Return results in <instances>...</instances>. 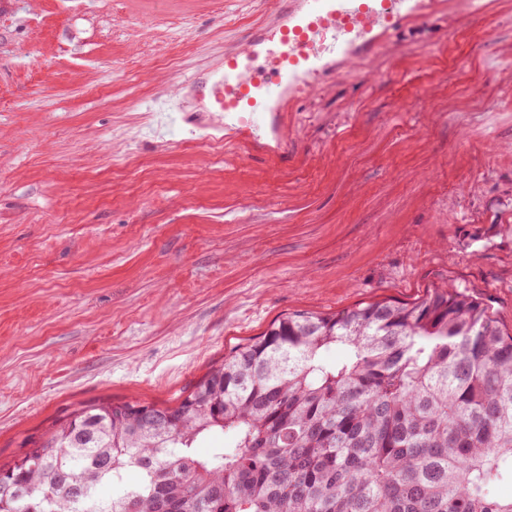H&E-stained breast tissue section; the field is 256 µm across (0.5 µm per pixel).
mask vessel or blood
<instances>
[{
	"instance_id": "b4317fda",
	"label": "vessel or blood",
	"mask_w": 512,
	"mask_h": 512,
	"mask_svg": "<svg viewBox=\"0 0 512 512\" xmlns=\"http://www.w3.org/2000/svg\"><path fill=\"white\" fill-rule=\"evenodd\" d=\"M440 0H280L271 27L253 31L224 56L214 80L193 77V92L208 91L224 113V139L288 164L283 106L333 62L370 58L388 33L407 19H426Z\"/></svg>"
}]
</instances>
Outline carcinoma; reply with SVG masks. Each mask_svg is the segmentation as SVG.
Returning <instances> with one entry per match:
<instances>
[{
  "instance_id": "obj_1",
  "label": "carcinoma",
  "mask_w": 512,
  "mask_h": 512,
  "mask_svg": "<svg viewBox=\"0 0 512 512\" xmlns=\"http://www.w3.org/2000/svg\"><path fill=\"white\" fill-rule=\"evenodd\" d=\"M155 412L55 420L0 464V512H512V334L463 291L290 313L161 430L142 423Z\"/></svg>"
}]
</instances>
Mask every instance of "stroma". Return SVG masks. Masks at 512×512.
<instances>
[{
    "mask_svg": "<svg viewBox=\"0 0 512 512\" xmlns=\"http://www.w3.org/2000/svg\"><path fill=\"white\" fill-rule=\"evenodd\" d=\"M484 4L325 73L276 174L157 127L276 0H0V463L93 401L177 405L292 312L463 290L512 333V0Z\"/></svg>",
    "mask_w": 512,
    "mask_h": 512,
    "instance_id": "obj_1",
    "label": "stroma"
}]
</instances>
